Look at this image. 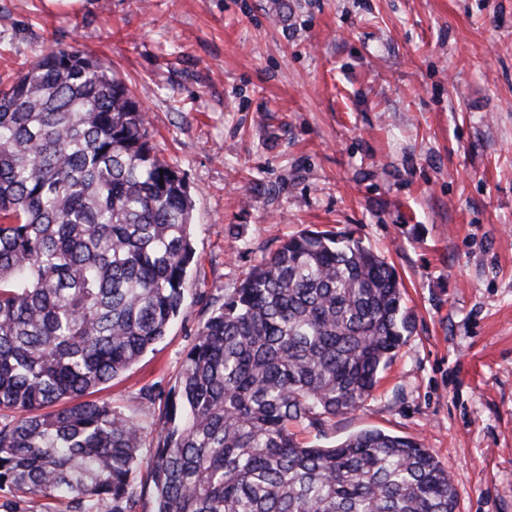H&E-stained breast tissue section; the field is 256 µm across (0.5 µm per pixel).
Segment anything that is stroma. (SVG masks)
Here are the masks:
<instances>
[{"label": "stroma", "instance_id": "obj_1", "mask_svg": "<svg viewBox=\"0 0 512 512\" xmlns=\"http://www.w3.org/2000/svg\"><path fill=\"white\" fill-rule=\"evenodd\" d=\"M59 44L134 92L194 205L179 316L91 400L152 427L225 291L303 229L350 232L415 329L319 443L420 440L460 512H512V0H0V81Z\"/></svg>", "mask_w": 512, "mask_h": 512}]
</instances>
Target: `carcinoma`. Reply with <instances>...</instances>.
I'll return each mask as SVG.
<instances>
[{
  "mask_svg": "<svg viewBox=\"0 0 512 512\" xmlns=\"http://www.w3.org/2000/svg\"><path fill=\"white\" fill-rule=\"evenodd\" d=\"M188 186L139 101L93 51L55 46L0 89V492L42 512H458L423 443L379 429L325 447L412 333L394 268L304 229L198 330L148 430L81 400L179 315L194 258Z\"/></svg>",
  "mask_w": 512,
  "mask_h": 512,
  "instance_id": "1",
  "label": "carcinoma"
}]
</instances>
